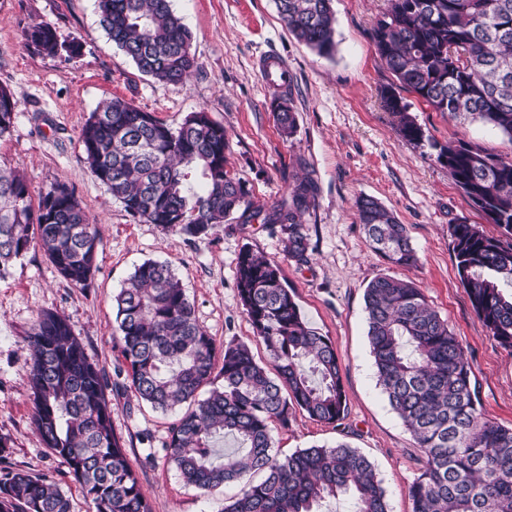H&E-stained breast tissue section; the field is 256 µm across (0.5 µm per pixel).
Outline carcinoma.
Returning a JSON list of instances; mask_svg holds the SVG:
<instances>
[{
  "mask_svg": "<svg viewBox=\"0 0 512 512\" xmlns=\"http://www.w3.org/2000/svg\"><path fill=\"white\" fill-rule=\"evenodd\" d=\"M375 29L388 69L401 87L452 117L470 115L512 139V0H390ZM288 30L320 55L335 52L333 0H275ZM99 22L139 73L180 83L197 67L191 34L171 0H97ZM37 53H80L61 42L49 22L24 34ZM410 142L426 136L393 90L384 96ZM18 101L0 86V139L13 130ZM282 134L296 118L282 91L274 107ZM79 140L93 176L133 217L196 237L227 220L278 229L289 260L309 263L299 222L315 198L309 179L264 213L225 166L224 125L208 112L190 113L177 128L150 112L111 98L83 125ZM473 207L497 225L490 237L477 224L449 225L456 268L476 316L492 338L512 349V158L456 141L435 144ZM370 245L393 264L417 262L406 225L373 198L357 202ZM101 233L74 192L56 183L32 202L26 178L0 164V273L39 247L62 278L84 286L97 268ZM236 288L255 338L266 349H218L197 323L193 305L168 261L138 266L115 297L118 335L130 387L154 409L185 408L172 423L165 450L183 481L205 491L227 484L238 493L221 512H317L348 495L354 512H390L383 480L370 460L344 441L274 451L273 425L297 410L326 424L348 414L340 362L331 340L303 319L280 265L251 249L237 260ZM368 340L377 384L424 454L409 485L413 512H512V428L482 418L464 349L420 288L384 275L364 292ZM33 421L38 435L82 488L93 512H152L139 474L112 427L109 384L88 360L69 320L38 313L27 337ZM222 361L215 370L216 361ZM223 385L198 398L215 379ZM231 434L241 452L220 457L214 438ZM0 512H71L56 482L24 471L0 479Z\"/></svg>",
  "mask_w": 512,
  "mask_h": 512,
  "instance_id": "1",
  "label": "carcinoma"
}]
</instances>
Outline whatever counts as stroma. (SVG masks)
Here are the masks:
<instances>
[{
  "label": "stroma",
  "instance_id": "1",
  "mask_svg": "<svg viewBox=\"0 0 512 512\" xmlns=\"http://www.w3.org/2000/svg\"><path fill=\"white\" fill-rule=\"evenodd\" d=\"M192 35L199 67L180 84L142 76L109 41L95 0H0V86L19 102L10 136L0 140V164L20 171L32 198L61 182L73 188L90 220L101 227L97 268L77 287L63 279L41 250H30L0 278V475L23 470L55 481L72 512H91L67 468L43 447L32 423L27 336L38 312L65 315L89 359L116 382L122 358L113 299L135 268L169 261L217 346L247 344L266 356L242 309L236 262L243 249L275 260L309 325L328 336L341 363L348 415L341 425L296 412L288 427L273 429L275 449H298L343 440L366 454L384 481L391 512H412L408 487L419 475L422 452L391 410L375 377L367 339L364 291L377 276L414 281L447 320L472 365V383L484 418L512 427V350L501 347L475 315L456 269L449 227L459 221L496 225L471 207L433 143L461 140L487 153L512 157V140L469 118L435 111L399 87L387 69L374 30L390 0H334L336 51L324 57L292 35L274 0H172ZM46 21L60 41H78L79 57H46L26 48L29 25ZM282 59L296 116L293 138H283L272 111L275 91L259 61ZM395 89L429 139L405 140L382 94ZM124 99L179 127L203 110L226 132L231 175L245 184L254 207L267 211L287 198L296 181L310 178L315 202L301 217L311 247L300 266L283 252L280 234L260 222L228 221L190 237L131 216L86 163L79 134L98 105ZM380 201L405 224L417 264L392 265L374 251L358 221L356 202ZM112 424L138 471L152 512H220L237 489L210 492L183 482L165 456L174 413L138 401L130 389L109 391Z\"/></svg>",
  "mask_w": 512,
  "mask_h": 512
}]
</instances>
